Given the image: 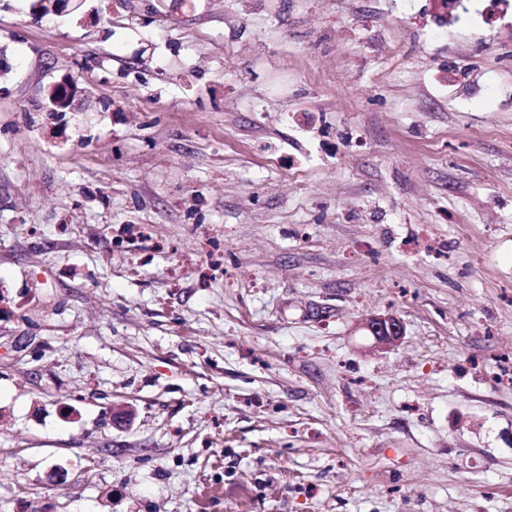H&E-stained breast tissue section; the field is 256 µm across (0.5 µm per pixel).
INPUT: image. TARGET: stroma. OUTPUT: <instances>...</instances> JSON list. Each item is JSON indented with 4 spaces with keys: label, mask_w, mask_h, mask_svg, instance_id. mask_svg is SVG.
I'll return each instance as SVG.
<instances>
[{
    "label": "stroma",
    "mask_w": 512,
    "mask_h": 512,
    "mask_svg": "<svg viewBox=\"0 0 512 512\" xmlns=\"http://www.w3.org/2000/svg\"><path fill=\"white\" fill-rule=\"evenodd\" d=\"M488 3L0 0V512H512ZM376 317H380V320H376ZM395 318L388 317V316H373L366 320V326L364 327V330L369 333L370 336H372L374 342L378 343H385V344H391L393 341H395L401 334H399V331H390L389 329H384V326L386 328V325L388 327H391L395 325ZM383 326V328H382ZM391 336H395L392 338Z\"/></svg>",
    "instance_id": "stroma-1"
}]
</instances>
